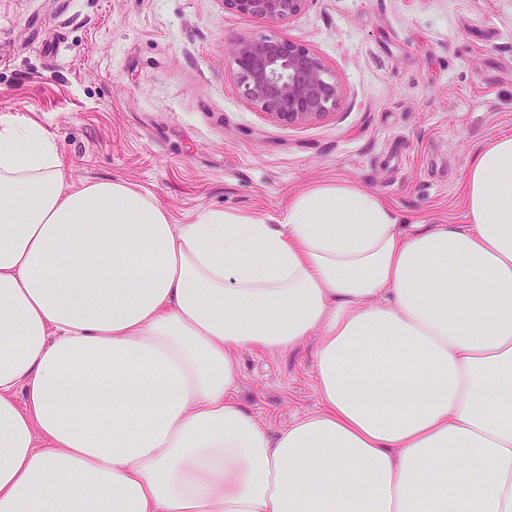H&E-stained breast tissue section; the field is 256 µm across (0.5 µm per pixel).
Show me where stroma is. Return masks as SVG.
<instances>
[{
    "label": "stroma",
    "instance_id": "1",
    "mask_svg": "<svg viewBox=\"0 0 512 512\" xmlns=\"http://www.w3.org/2000/svg\"><path fill=\"white\" fill-rule=\"evenodd\" d=\"M283 35L341 96L286 126L239 94L243 37ZM53 132L70 181L123 178L184 224L208 208L279 215L308 184L349 180L406 224H463L474 147L512 133V0H308L272 24L224 0H0V117ZM308 340L235 359L267 428L319 405Z\"/></svg>",
    "mask_w": 512,
    "mask_h": 512
}]
</instances>
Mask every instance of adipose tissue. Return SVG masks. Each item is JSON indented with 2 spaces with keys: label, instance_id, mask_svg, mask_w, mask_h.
Returning a JSON list of instances; mask_svg holds the SVG:
<instances>
[{
  "label": "adipose tissue",
  "instance_id": "ef3b65f1",
  "mask_svg": "<svg viewBox=\"0 0 512 512\" xmlns=\"http://www.w3.org/2000/svg\"><path fill=\"white\" fill-rule=\"evenodd\" d=\"M463 204L335 180L175 224L0 117V512H512V134ZM311 338L321 407L270 431L233 354Z\"/></svg>",
  "mask_w": 512,
  "mask_h": 512
}]
</instances>
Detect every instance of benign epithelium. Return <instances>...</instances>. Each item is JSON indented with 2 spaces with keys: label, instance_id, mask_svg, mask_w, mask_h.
<instances>
[{
  "label": "benign epithelium",
  "instance_id": "obj_1",
  "mask_svg": "<svg viewBox=\"0 0 512 512\" xmlns=\"http://www.w3.org/2000/svg\"><path fill=\"white\" fill-rule=\"evenodd\" d=\"M307 0H225L241 15L279 23L300 14ZM237 85L256 110L286 125L312 122L336 106L340 88L307 46L285 36L244 37L234 49Z\"/></svg>",
  "mask_w": 512,
  "mask_h": 512
}]
</instances>
